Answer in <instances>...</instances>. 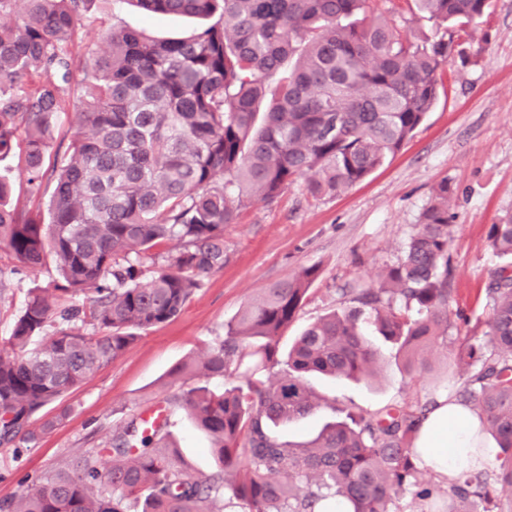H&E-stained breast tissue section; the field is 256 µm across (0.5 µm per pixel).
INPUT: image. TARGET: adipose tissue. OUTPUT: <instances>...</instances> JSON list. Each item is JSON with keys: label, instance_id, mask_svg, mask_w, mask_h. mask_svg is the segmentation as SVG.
Returning <instances> with one entry per match:
<instances>
[{"label": "adipose tissue", "instance_id": "obj_1", "mask_svg": "<svg viewBox=\"0 0 512 512\" xmlns=\"http://www.w3.org/2000/svg\"><path fill=\"white\" fill-rule=\"evenodd\" d=\"M415 448L422 466L443 480L486 469L494 459L492 443L481 430L476 410L446 394L436 397L422 421Z\"/></svg>", "mask_w": 512, "mask_h": 512}]
</instances>
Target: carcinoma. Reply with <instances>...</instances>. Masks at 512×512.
<instances>
[{
    "label": "carcinoma",
    "instance_id": "cac0c4a2",
    "mask_svg": "<svg viewBox=\"0 0 512 512\" xmlns=\"http://www.w3.org/2000/svg\"><path fill=\"white\" fill-rule=\"evenodd\" d=\"M150 15L207 20L192 35L152 39L112 27L82 82L79 131L53 171L48 219L12 207L0 176V244L17 270L52 263L57 279L28 290L0 349V447L32 442L31 419L183 311L202 279L224 269V230L251 202L301 183L344 192L411 140L444 88L445 69L483 23L489 0H131ZM85 0H0V158L21 148L27 182L44 160L73 82L74 34ZM438 25L403 37L396 18ZM455 193L432 191L403 257L355 305L307 325L280 359L278 343L318 275L314 265L263 289L224 325V340L170 372L175 402L211 440L217 471L191 474L169 441V418L132 416L108 445L44 477L0 512H214L232 489L240 512H425L441 492L420 479L413 445L428 405L343 419L293 444L272 428L310 415V373L373 378L380 353L363 329L397 348L405 370H431L425 350L448 341V243ZM178 249L156 258L162 242ZM505 260L487 289L486 330L449 358L476 369L453 397L472 405L496 442L494 466L448 481L444 512H512V213L489 225ZM281 367L273 383L266 371ZM221 376L222 389L195 386Z\"/></svg>",
    "mask_w": 512,
    "mask_h": 512
}]
</instances>
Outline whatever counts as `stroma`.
<instances>
[{"label": "stroma", "mask_w": 512, "mask_h": 512, "mask_svg": "<svg viewBox=\"0 0 512 512\" xmlns=\"http://www.w3.org/2000/svg\"><path fill=\"white\" fill-rule=\"evenodd\" d=\"M112 25L160 37H180L196 26L193 19L159 15L145 18L124 0H90L78 30L72 68L81 71L99 49V29ZM481 52L467 65L453 64L449 94L439 95L416 135L364 181L336 196L312 198L295 185L270 203L255 202L224 232L228 260L223 270L204 278L174 321L153 328L122 356L105 364L62 401L68 417L34 443L0 447V500L19 495L48 473L70 468L95 448L108 444L115 428L132 415L164 404L174 393L171 368L190 357H203L224 338V325L263 288L301 268L317 266L318 276L280 350L307 324L332 310L350 306L358 289L376 284L380 271L395 264L417 232L431 192L448 181L456 195V218L448 246L451 276L449 306L460 312L448 330L449 343L468 325L486 321V288L501 258L488 249L486 234L499 216L512 212V0H491L474 35ZM0 175L13 185L11 203L32 214L45 213L47 200L30 195L22 151L0 160ZM0 245V340L8 336L28 289L47 286L53 266L15 274ZM385 362L370 381L308 376L320 397L314 413L281 425L284 440L303 442L337 410L352 406L368 412L424 402L456 390L471 366L449 362L436 347L430 373L416 378L395 361L396 350L382 345ZM172 438L188 470L214 472L211 441L196 429L183 409L169 407Z\"/></svg>", "instance_id": "1"}]
</instances>
